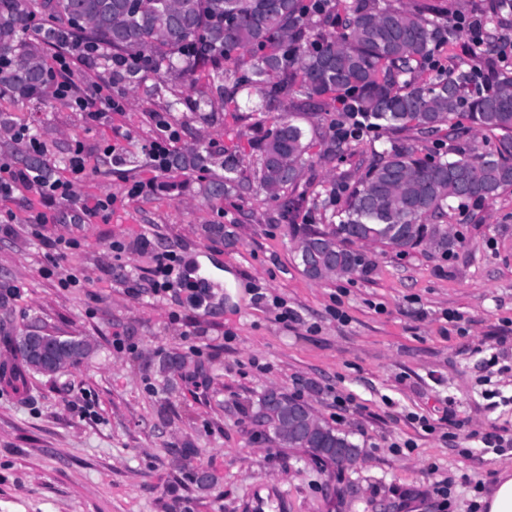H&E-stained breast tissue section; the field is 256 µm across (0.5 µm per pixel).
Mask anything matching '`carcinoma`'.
<instances>
[{
  "mask_svg": "<svg viewBox=\"0 0 512 512\" xmlns=\"http://www.w3.org/2000/svg\"><path fill=\"white\" fill-rule=\"evenodd\" d=\"M457 5L439 0H0V100L47 99L52 79L48 52L66 47L118 90L132 91L142 76L156 75L154 95L168 112L186 109L204 119L240 112L239 96L254 101L257 125L270 124L254 141L252 177L240 176L236 156L210 147L177 152L170 172H202L204 191L241 200L261 191L290 214L302 204L305 173L316 164L300 114L334 115L355 105L373 128L407 133L377 154L347 192L342 219L324 230L291 224L295 258L312 280L351 277L371 262L356 242L398 246L425 244L438 251L455 245L447 211L485 203L512 191V152L467 145L474 129L512 133V72L492 46L500 43L497 16L487 18L489 47L443 70L432 65ZM16 124L0 108V148L42 175L55 172L39 154L12 139ZM448 129L453 146L424 152L423 138ZM219 165L224 175L210 174ZM0 336L28 372L55 375L93 352L84 338L43 334L51 359L29 355L31 337ZM300 402L280 394L258 401L256 418L280 448H304L340 468L355 466L361 449L318 418L294 421ZM334 448L352 450L336 457Z\"/></svg>",
  "mask_w": 512,
  "mask_h": 512,
  "instance_id": "cac0c4a2",
  "label": "carcinoma"
}]
</instances>
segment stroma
Segmentation results:
<instances>
[{"label": "stroma", "mask_w": 512, "mask_h": 512, "mask_svg": "<svg viewBox=\"0 0 512 512\" xmlns=\"http://www.w3.org/2000/svg\"><path fill=\"white\" fill-rule=\"evenodd\" d=\"M153 75L127 95L124 111L93 122L68 101L10 104L34 125L59 163L74 142L98 154L124 133V164L88 172L83 198L108 194L124 202L109 220L50 224L51 237H83L60 257L84 271L81 288L44 276L50 250L26 223L24 200L0 201L14 214L0 238V283L19 296L0 303V331L43 330L81 336L93 352L53 376L28 374L20 390L0 387V512H244L276 486L285 512H473L512 454L487 450L481 438H512V193L445 217L457 244L441 254L369 247L368 272L315 281L297 266L289 220L262 195L229 203L206 198L197 174L167 188L144 150L158 137L150 114ZM177 150L199 143L240 155L250 175L256 131L244 112L205 121L191 112L171 118ZM398 138L375 129L341 144V156L309 172L300 215L319 226L340 221L330 190L358 177ZM146 190L126 197L127 187ZM220 224L223 234H206ZM147 236L174 247L189 263L214 267V310L204 315L173 301L131 296L109 240ZM283 299L291 320L254 301V287ZM121 330L134 351L117 352ZM170 354L184 367L162 372ZM275 389L305 401L318 418L346 434L362 455L350 469L280 448L253 418L258 399ZM465 421L441 440L446 414ZM451 479L441 501L433 488Z\"/></svg>", "instance_id": "stroma-1"}]
</instances>
